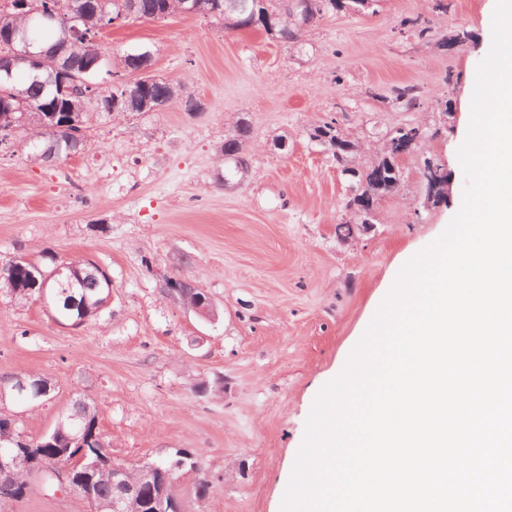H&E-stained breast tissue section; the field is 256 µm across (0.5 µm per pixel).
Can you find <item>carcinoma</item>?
<instances>
[{
  "label": "carcinoma",
  "mask_w": 512,
  "mask_h": 512,
  "mask_svg": "<svg viewBox=\"0 0 512 512\" xmlns=\"http://www.w3.org/2000/svg\"><path fill=\"white\" fill-rule=\"evenodd\" d=\"M374 0H320V12L351 10L361 12L371 7ZM214 13L212 17L223 21L226 30H241L243 25L237 22V15L224 14V0H210ZM43 11L55 15V21L48 23L36 16L27 18L13 8V0H0V34L8 28L25 27L30 37L36 43H45L52 47L63 39L67 30L71 28L67 0H38ZM179 0H137L136 15L134 18L148 21H162L177 12ZM287 5L285 0H259L255 8V15L250 22L253 28L264 30L268 27L267 19L278 17L281 22H287ZM36 72L26 65L14 68L11 82L21 84L29 89V98L33 105L40 109L51 99V89L35 79ZM88 84L83 86L85 94V111L80 116V125L68 128L66 131L49 135L42 126V116L38 111L30 114L27 125L17 127V132L25 133L32 139L42 138L45 146L51 145V140L85 139V124L88 113L106 114L108 96L98 91L100 75L91 72L84 75ZM140 90L146 99L158 109H163L177 92L176 84L170 80L145 77L140 82ZM340 129L336 120L324 121L314 127L312 137L321 140V144L331 152L333 160L340 168H350L356 178L354 194L346 199V211L355 213L354 204L360 196L369 194L374 201L397 191L403 180V171L397 163L395 152L404 148L411 153L422 149L426 132L414 125L406 126V130H397L390 137V146L375 161L362 166L358 170L352 167L354 162V145H348V150L336 149V135ZM249 129L246 123L237 125V135L224 141L222 155L227 163L239 172V167L247 166L243 157L242 143L248 137ZM443 164L433 157L423 160L422 175L425 183L433 188L444 179ZM364 230L360 219L355 222H344L336 225V236L344 241L354 238ZM56 261L53 255H42L39 259H28L24 256L11 261L0 270V288L6 290L14 299L27 301L37 295L35 281L42 280V274L51 272ZM111 281L104 273H98L86 263L74 268V284L70 288H60L51 281L48 288L56 294L53 312L69 326H79L83 322L97 317L106 307L110 294ZM57 437L50 435L41 438H27V446L19 444L20 432L11 415L0 412V452L8 451L11 456V467L0 471V503L15 499L19 493L28 486L33 471L32 456L28 449L33 448L41 454L42 467L40 471L46 479H51V472L64 465L65 460L60 456V449L66 447L69 439L78 436L85 440L89 452L85 465H87L90 489L93 497L106 502L112 499V471L110 467L98 462L97 456L106 455L108 451L102 442L98 427L97 414L92 410L83 408L79 402H74L71 409L62 419V426L56 428Z\"/></svg>",
  "instance_id": "cac0c4a2"
}]
</instances>
